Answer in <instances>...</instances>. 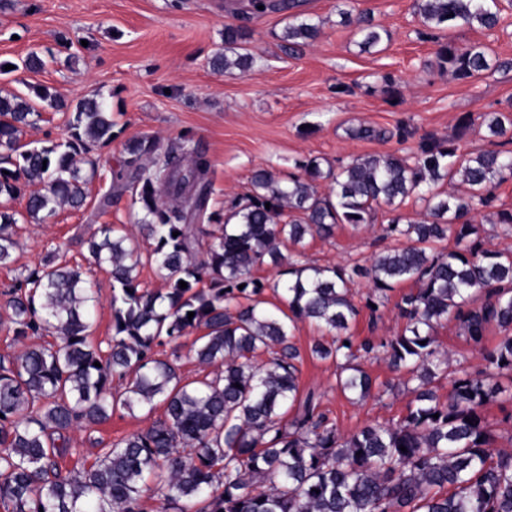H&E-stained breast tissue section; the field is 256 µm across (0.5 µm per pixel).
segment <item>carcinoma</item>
<instances>
[{"mask_svg": "<svg viewBox=\"0 0 512 512\" xmlns=\"http://www.w3.org/2000/svg\"><path fill=\"white\" fill-rule=\"evenodd\" d=\"M417 13L441 68L460 80L490 68L484 49L460 48L444 31L495 27L497 0H417ZM358 21L361 45L378 44L385 29L364 15ZM319 34V23L297 17L284 30L285 49ZM241 40L240 28L224 27V48L232 55L216 54L213 69L244 75L254 68L257 58L237 51ZM40 104L73 109L65 141L21 142ZM113 126L106 103L94 96L71 105L45 88L33 100L0 89V197L34 187L25 207L30 223L63 207L81 209L99 167L91 148L112 140ZM126 153L111 169V191L101 205L114 191L130 193L141 212L136 227L153 247L138 254L131 235L111 224L87 240L93 262L112 277L108 353L89 340L92 283L57 252L14 285L15 338L51 332L60 343L0 357L5 512H144L146 498L159 501L160 512H512V452L496 446L500 435L485 414L490 404L512 398L502 383L512 381V336L493 349L483 346L490 325L512 330V250L484 248L470 216L492 206L495 188L512 179V150L463 153L455 136L423 135L409 155H367L336 170L312 158L286 180L258 170L246 202L235 204L215 230L190 223L209 199L210 161L196 141L183 136L164 148L142 138ZM325 180L329 191L322 194ZM412 196L425 203V217L384 226L383 237L394 246L367 266L309 264L297 251L283 253L308 237L331 236L338 224L366 227L377 207L396 209ZM18 229L16 212L1 209V267L14 262ZM450 237L454 248L440 246ZM144 265L157 269L165 288L142 287ZM263 265L280 280L270 286L255 278ZM358 278L372 283L368 308L383 303L395 285L414 283L396 304L406 320L402 332L377 345L344 335L358 315L351 299ZM268 287L287 313L262 307L257 296ZM448 319L478 348L482 369L469 372L440 349L433 329ZM305 320L336 333L330 343L316 342L311 354L336 362L337 386L360 400L372 382L355 360L382 348L389 364L408 375L406 415L342 434L313 396L299 398L301 354L292 330ZM197 329L203 334L195 341L196 359L216 371L185 382L157 348ZM264 353L270 357L260 364ZM443 379L451 385L444 400L436 391ZM295 403L297 413L284 420ZM159 404L163 418L113 443L90 466L59 465L70 452L66 434L117 412L150 413Z\"/></svg>", "mask_w": 512, "mask_h": 512, "instance_id": "carcinoma-1", "label": "carcinoma"}]
</instances>
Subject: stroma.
Segmentation results:
<instances>
[{"instance_id": "1", "label": "stroma", "mask_w": 512, "mask_h": 512, "mask_svg": "<svg viewBox=\"0 0 512 512\" xmlns=\"http://www.w3.org/2000/svg\"><path fill=\"white\" fill-rule=\"evenodd\" d=\"M298 11L253 13L248 0H0V63H21L30 51L41 52L48 64L40 74L18 70L0 75V87L25 93L27 84L42 85L65 100L93 95L112 108V140L96 146L98 177L88 186L85 206L58 210L44 223H25L21 248L10 267H0V356L15 355L13 327L7 302L21 272L37 267L55 244H63L64 261L81 267L97 292L91 340L106 346L112 335V279L90 264L86 241L105 224L134 225L138 210L130 193L113 196L101 206L110 184V168L125 158V146L140 138L168 143L181 136L198 142L211 161V192L204 221L223 223L234 203L245 200L251 177L266 169L280 178L296 173L297 162L317 157L335 167L366 155L403 153L423 134L458 136L462 150L488 147L484 114L512 119V0H500L502 21L496 28L457 26L449 39L460 47H484L493 68L468 81L439 68L437 46L424 35L416 0H353L356 11L370 13L389 36L361 50L356 25L344 26L337 0H299ZM319 21L321 34L294 54L281 48L282 33L295 13ZM243 27L245 47L260 56L259 68L247 75L217 72L212 57L224 49V28ZM393 75L400 91L391 98L384 76ZM471 114L470 128L458 126ZM411 132L399 140L397 127ZM371 128L375 137L354 139L353 128ZM492 208L481 211L482 241L491 249H512V232L491 223L493 210L512 208V180L494 191ZM423 202L408 198L396 210L377 208L372 226L355 230L337 225L331 237L307 238L305 262L319 265L368 264L389 247L382 227L396 217L417 219ZM403 283L377 312L366 308L372 288L357 279L352 300L359 314L349 333L355 340L380 341L405 327L396 308ZM437 342L453 359L472 371L482 360L455 320L436 325ZM332 333L309 321L297 323L294 343L301 352L298 385L314 394L320 410L342 433L370 422L398 419L409 396L403 376L383 355L360 359L371 376L369 398L356 402L336 386L337 368L310 354L316 340ZM162 408L135 415H116L102 425L71 432V452L65 468L92 463L113 441L147 429L162 418Z\"/></svg>"}]
</instances>
